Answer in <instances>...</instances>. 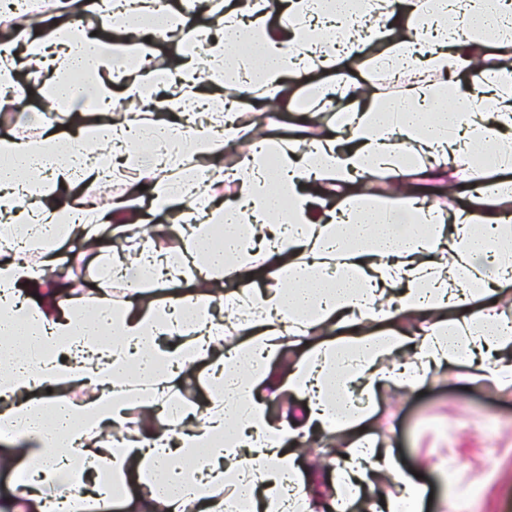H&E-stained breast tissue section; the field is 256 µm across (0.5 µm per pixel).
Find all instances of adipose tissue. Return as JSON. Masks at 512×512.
Instances as JSON below:
<instances>
[{"mask_svg": "<svg viewBox=\"0 0 512 512\" xmlns=\"http://www.w3.org/2000/svg\"><path fill=\"white\" fill-rule=\"evenodd\" d=\"M136 2L56 0L39 18L48 40L19 51L0 37V56L12 61L0 70V100L21 103L35 82L79 126L71 139L50 127L0 138V223L23 225L41 256L34 264L0 250V436L23 429L20 461L43 463L27 472L17 512H108L133 480L152 512H317L320 495L296 450L328 434L341 438L345 458L330 504L356 502L394 477L399 492L379 512H421L422 487L360 428L379 389L417 385L446 365L512 387V320L500 309L512 287V216L482 195L448 209L433 198L512 170V0H437L428 22L441 35L425 57L420 34L394 36L392 0H370L362 14L350 0H290L282 31L266 22L272 0L247 19L230 2L220 37L181 11L152 24ZM90 12L102 35L87 32ZM338 22L376 31L384 47L374 66L390 77L422 57L445 81L392 100L353 82L315 85L304 117L335 113L329 132L304 147L258 136L225 174L235 130L216 132L184 112L185 99L205 81L215 88L211 113L227 85L244 101L287 97L313 69H339L345 53L325 35ZM118 27L134 45L173 30L192 45L176 93L154 96L157 75L128 70L114 50ZM487 42L496 53L473 69ZM468 73L483 101L461 97L448 109L450 77ZM117 83L147 111L114 112ZM116 178L128 193L146 189L154 207H175L178 223L165 234L176 249L131 234L125 202L87 211L86 190ZM227 178L233 203L195 204L200 186ZM78 184L82 192L57 203L62 187ZM107 228L119 249L95 295L28 300L59 276L62 241H96ZM121 274L177 294L157 303L135 289L116 304ZM287 345L299 357L281 376L270 362ZM201 361L213 370L202 410L177 398L183 370ZM282 394L293 409L276 425L266 399ZM134 407L181 429L144 447L128 424ZM106 434L112 447H98Z\"/></svg>", "mask_w": 512, "mask_h": 512, "instance_id": "ef3b65f1", "label": "adipose tissue"}]
</instances>
